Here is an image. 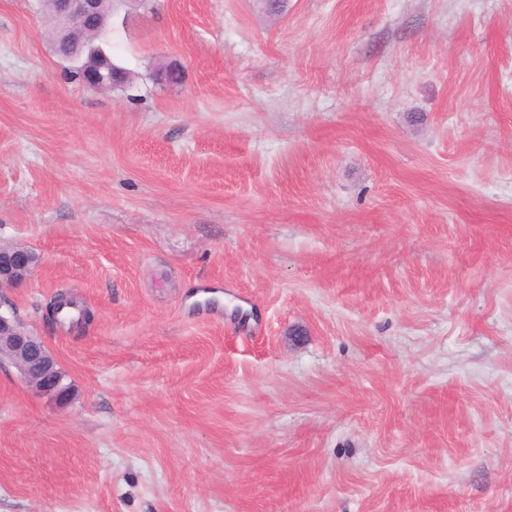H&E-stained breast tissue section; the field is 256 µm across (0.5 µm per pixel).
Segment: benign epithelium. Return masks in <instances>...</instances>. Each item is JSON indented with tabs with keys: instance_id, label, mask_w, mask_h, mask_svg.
<instances>
[{
	"instance_id": "benign-epithelium-1",
	"label": "benign epithelium",
	"mask_w": 512,
	"mask_h": 512,
	"mask_svg": "<svg viewBox=\"0 0 512 512\" xmlns=\"http://www.w3.org/2000/svg\"><path fill=\"white\" fill-rule=\"evenodd\" d=\"M105 17L104 0H65L55 19L62 31L76 28L89 36ZM82 81L90 88L106 90L117 84V77L98 70L82 76ZM37 262L36 254L25 248H0V287H13L26 280ZM4 362L16 367L25 382L48 401L69 397L66 375L54 353L14 315L0 311V363Z\"/></svg>"
}]
</instances>
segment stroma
<instances>
[{"label": "stroma", "mask_w": 512, "mask_h": 512, "mask_svg": "<svg viewBox=\"0 0 512 512\" xmlns=\"http://www.w3.org/2000/svg\"><path fill=\"white\" fill-rule=\"evenodd\" d=\"M50 32L0 0V297L72 387L0 367V512H512V0H114L127 90ZM37 262L36 254L25 248H0V287H13L26 280Z\"/></svg>", "instance_id": "stroma-1"}]
</instances>
